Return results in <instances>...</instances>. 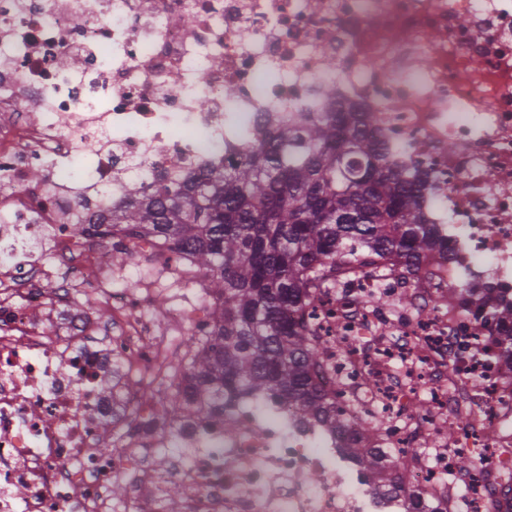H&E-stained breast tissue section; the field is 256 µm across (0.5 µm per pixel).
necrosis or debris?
I'll return each instance as SVG.
<instances>
[{
    "mask_svg": "<svg viewBox=\"0 0 512 512\" xmlns=\"http://www.w3.org/2000/svg\"><path fill=\"white\" fill-rule=\"evenodd\" d=\"M340 105L367 110L401 159L433 166L455 256L426 259L430 287L404 308L390 270L338 276L317 304L331 331L324 380L360 415L390 417L382 444L409 459L423 501H447L454 483V512H512V387L472 355L497 330L442 304L457 280L512 299V0H0V512H162L175 476L183 512H405L338 438L280 406L228 401L223 421L170 429L143 392L162 379L174 330L207 334V282L189 257L164 255L148 283L113 287L124 269L101 276L96 235L74 225L129 161L192 171L231 160L234 116ZM46 240L110 308L106 342L74 310L71 282L42 288ZM166 284L179 297L158 323ZM420 393L426 412L408 414ZM171 440L179 456L155 466ZM471 448L481 464L464 474L456 453ZM136 477L150 494L112 504V482Z\"/></svg>",
    "mask_w": 512,
    "mask_h": 512,
    "instance_id": "1",
    "label": "necrosis or debris"
}]
</instances>
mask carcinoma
Wrapping results in <instances>:
<instances>
[{"label": "carcinoma", "instance_id": "carcinoma-1", "mask_svg": "<svg viewBox=\"0 0 512 512\" xmlns=\"http://www.w3.org/2000/svg\"><path fill=\"white\" fill-rule=\"evenodd\" d=\"M429 174L393 158L359 108L323 112L245 131L238 159L188 175L179 159L153 192L121 182L109 191L106 222L83 214L101 235L120 229L147 236L172 254L188 252L215 297L213 334L190 337L186 391L161 404L168 422L190 410L200 420L224 411V399L285 401L303 423L333 434L351 419L318 384L324 366L317 295L334 287L340 268L390 266L412 290L429 285L424 260L448 251L431 216ZM471 308L500 328L496 352L479 351L512 372V303L496 288H450L448 308ZM356 465L375 481L391 475L396 495L414 503L407 459L382 448H359Z\"/></svg>", "mask_w": 512, "mask_h": 512}]
</instances>
